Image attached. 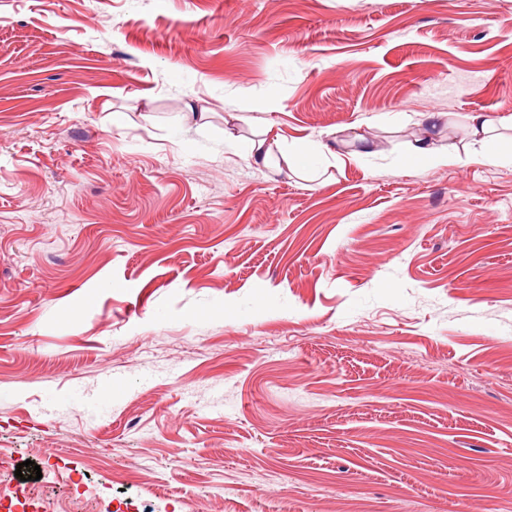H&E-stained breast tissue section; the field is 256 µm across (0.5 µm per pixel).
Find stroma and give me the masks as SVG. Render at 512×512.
Segmentation results:
<instances>
[{"mask_svg": "<svg viewBox=\"0 0 512 512\" xmlns=\"http://www.w3.org/2000/svg\"><path fill=\"white\" fill-rule=\"evenodd\" d=\"M475 112L512 117V0H0V481L512 512V163ZM268 124L343 145L257 169ZM425 136L463 162L401 168ZM469 126L472 133L476 136L480 135L485 146L486 158L491 162H497L502 159H511L512 151L506 150L501 147L500 142L494 137L490 136L498 122V120L490 113L475 112L468 117Z\"/></svg>", "mask_w": 512, "mask_h": 512, "instance_id": "stroma-1", "label": "stroma"}]
</instances>
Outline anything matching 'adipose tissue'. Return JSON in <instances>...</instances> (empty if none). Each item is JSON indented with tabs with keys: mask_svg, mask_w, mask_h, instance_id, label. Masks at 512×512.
<instances>
[{
	"mask_svg": "<svg viewBox=\"0 0 512 512\" xmlns=\"http://www.w3.org/2000/svg\"><path fill=\"white\" fill-rule=\"evenodd\" d=\"M330 144L305 140L294 145L285 144L279 134L262 128L253 140L246 160L256 168H285L290 176L303 178L316 171L317 161L331 155Z\"/></svg>",
	"mask_w": 512,
	"mask_h": 512,
	"instance_id": "1",
	"label": "adipose tissue"
}]
</instances>
